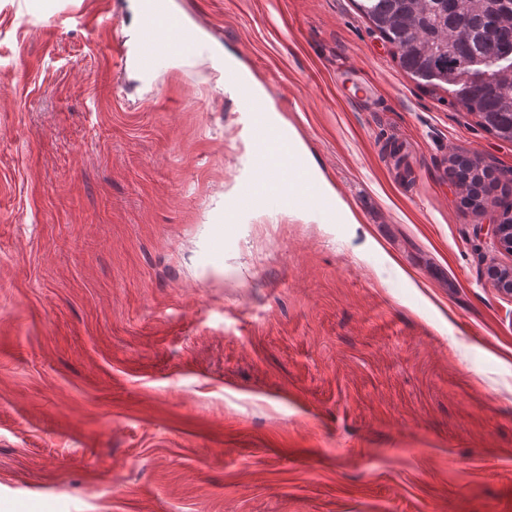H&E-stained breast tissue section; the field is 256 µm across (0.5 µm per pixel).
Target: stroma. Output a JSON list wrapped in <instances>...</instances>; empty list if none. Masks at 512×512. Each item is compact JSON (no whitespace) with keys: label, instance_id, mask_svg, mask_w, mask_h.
Wrapping results in <instances>:
<instances>
[{"label":"stroma","instance_id":"obj_1","mask_svg":"<svg viewBox=\"0 0 512 512\" xmlns=\"http://www.w3.org/2000/svg\"><path fill=\"white\" fill-rule=\"evenodd\" d=\"M141 5L0 0V512H512V254L448 177L511 190L512 142L354 0H168L200 51L148 72ZM219 62L347 211L225 223L257 159ZM448 163V174L455 180L464 201L473 211H480L488 202V173L460 157H451Z\"/></svg>","mask_w":512,"mask_h":512}]
</instances>
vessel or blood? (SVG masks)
Listing matches in <instances>:
<instances>
[{"label":"vessel or blood","instance_id":"b4317fda","mask_svg":"<svg viewBox=\"0 0 512 512\" xmlns=\"http://www.w3.org/2000/svg\"><path fill=\"white\" fill-rule=\"evenodd\" d=\"M195 48L196 40L182 18L165 10L158 0H153L148 19L141 29L134 56L136 65L148 70L168 57L189 54ZM234 78L242 91L245 111L255 116L252 136L257 144L260 165L255 175L242 184L232 205L233 211L268 203L284 207L295 195L310 199L313 179L305 165L291 161L287 139L268 127L262 116L264 106L251 93V74L239 71Z\"/></svg>","mask_w":512,"mask_h":512}]
</instances>
